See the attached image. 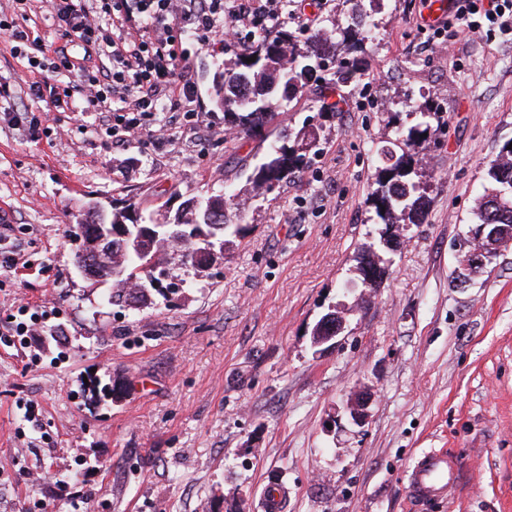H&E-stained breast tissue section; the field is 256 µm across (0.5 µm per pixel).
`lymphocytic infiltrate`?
Instances as JSON below:
<instances>
[{"label": "lymphocytic infiltrate", "instance_id": "f902f5d3", "mask_svg": "<svg viewBox=\"0 0 512 512\" xmlns=\"http://www.w3.org/2000/svg\"><path fill=\"white\" fill-rule=\"evenodd\" d=\"M30 0H11L0 8V35L11 55L26 59L38 78L28 87L29 106L0 114V121L38 138L41 113H99L91 132L116 144L142 142L173 108L194 119V84L187 75L185 46L224 38L248 46L256 38L264 6L258 0H48L57 22L58 39L45 43L35 27L20 24ZM489 25L512 32V0H459L455 18L478 30L475 15ZM237 24L228 28L225 17ZM80 41L84 55L69 54ZM76 81L59 82L61 74Z\"/></svg>", "mask_w": 512, "mask_h": 512}]
</instances>
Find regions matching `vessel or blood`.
<instances>
[{"instance_id":"obj_1","label":"vessel or blood","mask_w":512,"mask_h":512,"mask_svg":"<svg viewBox=\"0 0 512 512\" xmlns=\"http://www.w3.org/2000/svg\"><path fill=\"white\" fill-rule=\"evenodd\" d=\"M455 11V0H431L429 9L421 18L426 26H436ZM457 482V466L447 450L431 448L421 452L407 472L411 498L419 503L444 499Z\"/></svg>"}]
</instances>
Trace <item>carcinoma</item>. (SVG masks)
Wrapping results in <instances>:
<instances>
[{"label":"carcinoma","instance_id":"carcinoma-1","mask_svg":"<svg viewBox=\"0 0 512 512\" xmlns=\"http://www.w3.org/2000/svg\"><path fill=\"white\" fill-rule=\"evenodd\" d=\"M355 8L342 24L332 31L316 29L309 38H302L297 30L280 26L274 35H266L253 43L242 56L224 61V70L215 84L217 104L224 112V125L245 137L257 136L266 129H278L280 117L290 103L305 95L321 73L329 71L328 83L337 88L354 90L363 81L364 71L359 60L350 53H363L378 29L375 11L362 7L364 0H354ZM256 57L253 62L247 59ZM405 111L418 122L394 126V137L377 150L378 165L368 201L374 224H382L379 242L365 243L355 254V270L368 266L378 274L365 287L377 288L386 276L384 251L381 244H393L399 225L421 224L429 207L428 189L431 175L426 170V151L436 132L433 122L440 121L436 108L427 102L417 103L405 97L397 102L392 118ZM427 137H422V134ZM319 133L304 127L297 132H279L269 141L262 159L249 176L251 191L259 194L263 184L280 185L290 181L308 167L318 153ZM489 188L484 190L473 210V225L509 224L512 226V149L503 145L487 168ZM210 210L220 216L222 230L216 244L226 245V237L240 234L242 211L238 195H215L200 202V208L188 206L183 210V223L194 224L200 212ZM125 207L112 211V224H122L129 231L142 222L141 216H132ZM112 258L137 270L131 285L110 280V267L90 268L87 279L91 283L112 281V304L135 306L149 291L158 288L160 279L146 257L123 252L119 243H112Z\"/></svg>","mask_w":512,"mask_h":512}]
</instances>
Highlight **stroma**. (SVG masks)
Here are the masks:
<instances>
[{"label":"stroma","instance_id":"obj_1","mask_svg":"<svg viewBox=\"0 0 512 512\" xmlns=\"http://www.w3.org/2000/svg\"><path fill=\"white\" fill-rule=\"evenodd\" d=\"M428 0H385L367 75L340 112L320 91L282 119L323 129L314 164L259 195L247 179L259 141L229 135L213 79L236 45L193 44L196 123L112 147L98 117L49 115L45 138L0 122V222L27 265L0 272V326L45 306L29 352L0 347V512H262L270 480L286 512H512V246L459 286L486 169L512 140V34L421 24ZM303 36L349 0H278ZM429 100L433 136L424 223L401 228L380 288L353 280L356 248L376 236L368 196L398 96ZM243 192V230L206 271L181 270L168 299L133 311L109 303L74 264L71 228L104 211L178 209ZM367 309L356 310L361 297ZM348 306L335 342L316 322ZM109 386L115 396L102 397ZM366 395L364 425L343 406ZM447 449L459 479L446 499L411 500L406 473ZM74 479L76 496L21 483L19 471Z\"/></svg>","mask_w":512,"mask_h":512}]
</instances>
